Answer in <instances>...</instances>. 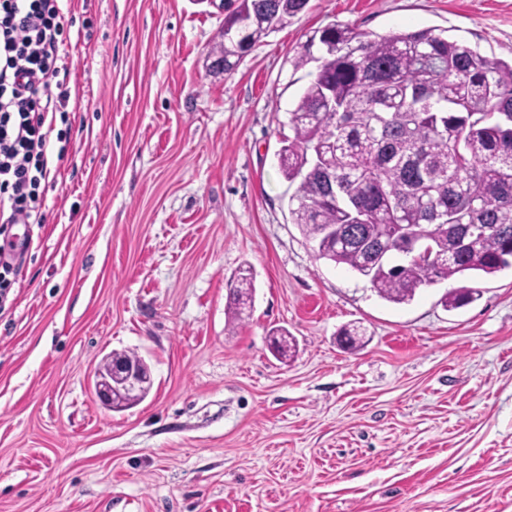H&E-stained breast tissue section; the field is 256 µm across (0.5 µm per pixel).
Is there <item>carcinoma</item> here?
<instances>
[{"label":"carcinoma","mask_w":512,"mask_h":512,"mask_svg":"<svg viewBox=\"0 0 512 512\" xmlns=\"http://www.w3.org/2000/svg\"><path fill=\"white\" fill-rule=\"evenodd\" d=\"M251 44L302 12L308 0H237ZM295 65L319 63L292 112L282 147L285 178L298 182L289 213L314 257L366 277L381 298L467 272L512 268V62L489 59L431 28L373 40L335 24ZM252 277L230 288L234 319L252 306ZM472 290L446 294L450 309ZM287 357L296 340L271 332Z\"/></svg>","instance_id":"cac0c4a2"}]
</instances>
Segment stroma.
I'll return each mask as SVG.
<instances>
[{"instance_id": "35a3bbf8", "label": "stroma", "mask_w": 512, "mask_h": 512, "mask_svg": "<svg viewBox=\"0 0 512 512\" xmlns=\"http://www.w3.org/2000/svg\"><path fill=\"white\" fill-rule=\"evenodd\" d=\"M62 8L67 155L46 223L4 256L0 512H512V269L388 302L314 258L279 157L312 36L433 28L507 61L512 0H309L224 74L204 0ZM245 269L253 310L232 324ZM461 287L474 301L447 310ZM115 351L153 377L121 410L91 389Z\"/></svg>"}]
</instances>
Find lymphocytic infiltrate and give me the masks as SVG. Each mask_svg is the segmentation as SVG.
Wrapping results in <instances>:
<instances>
[{
  "mask_svg": "<svg viewBox=\"0 0 512 512\" xmlns=\"http://www.w3.org/2000/svg\"><path fill=\"white\" fill-rule=\"evenodd\" d=\"M59 0H0V235L42 224L50 141H66L69 68Z\"/></svg>",
  "mask_w": 512,
  "mask_h": 512,
  "instance_id": "lymphocytic-infiltrate-1",
  "label": "lymphocytic infiltrate"
}]
</instances>
